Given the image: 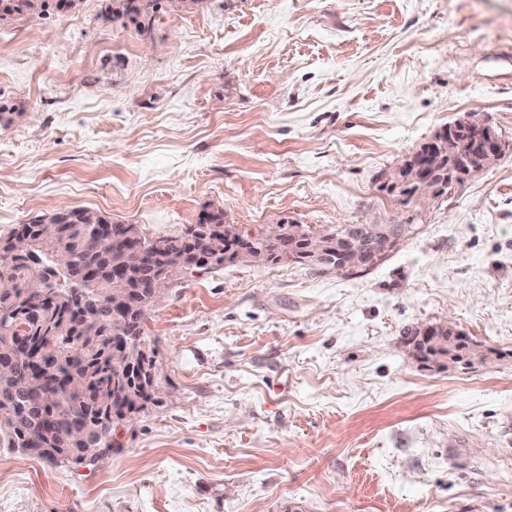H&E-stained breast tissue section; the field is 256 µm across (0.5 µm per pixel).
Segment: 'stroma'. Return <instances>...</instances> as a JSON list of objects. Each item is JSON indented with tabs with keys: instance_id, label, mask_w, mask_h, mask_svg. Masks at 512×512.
Here are the masks:
<instances>
[{
	"instance_id": "35a3bbf8",
	"label": "stroma",
	"mask_w": 512,
	"mask_h": 512,
	"mask_svg": "<svg viewBox=\"0 0 512 512\" xmlns=\"http://www.w3.org/2000/svg\"><path fill=\"white\" fill-rule=\"evenodd\" d=\"M99 11L0 26V239L71 207L411 230L356 275L176 273L161 395L97 458L0 449V512H512V150L425 204L379 189L457 120L512 141V0H207L148 38ZM446 322L483 360L412 356Z\"/></svg>"
}]
</instances>
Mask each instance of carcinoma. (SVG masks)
<instances>
[{
    "label": "carcinoma",
    "mask_w": 512,
    "mask_h": 512,
    "mask_svg": "<svg viewBox=\"0 0 512 512\" xmlns=\"http://www.w3.org/2000/svg\"><path fill=\"white\" fill-rule=\"evenodd\" d=\"M172 10L206 0H101L103 22L135 25L142 36L152 29L161 2ZM82 0H0V26H18L30 18H46L76 10ZM430 163L435 197L448 194V140L436 145ZM395 192L401 202L417 199L421 182L415 166L404 161ZM65 225L58 236H42L43 222ZM106 216L85 208L64 209L35 216L22 224L32 245L20 256L0 254V278L11 288L0 293V448L19 450L57 465L69 459L95 458L112 447L114 421L136 414L156 398V350L140 330L125 338L127 351L113 353L114 334L121 332L128 304L115 299L112 274L132 286V301L141 318L156 295L143 284L166 264L178 272L199 265L188 242L200 225H210L208 252L212 264L225 260L295 263L318 272L349 274L366 271L362 251H344V239L358 232L367 244L385 241L390 224H348L313 234L288 230L281 241H259L245 230L224 224V210L208 212L180 232L144 238L141 265L118 263L120 249L109 245ZM70 259V270L57 268L54 256ZM96 289L94 308L83 310L81 292ZM416 357L437 363L450 360L473 365L477 355L472 340L462 333L419 330L404 337ZM82 421L90 439L71 432V422Z\"/></svg>",
    "instance_id": "obj_1"
}]
</instances>
